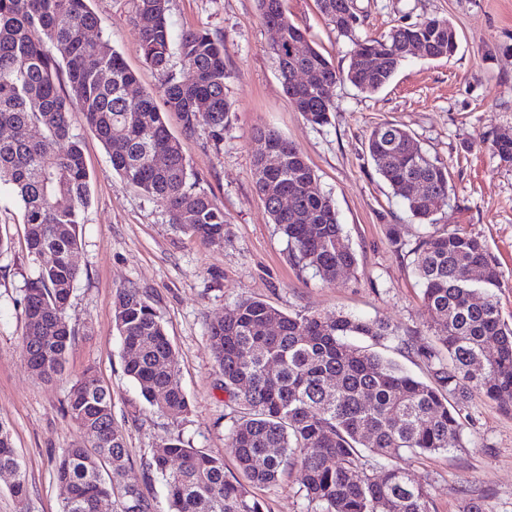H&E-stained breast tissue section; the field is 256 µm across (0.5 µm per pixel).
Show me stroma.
<instances>
[{"instance_id":"1","label":"stroma","mask_w":512,"mask_h":512,"mask_svg":"<svg viewBox=\"0 0 512 512\" xmlns=\"http://www.w3.org/2000/svg\"><path fill=\"white\" fill-rule=\"evenodd\" d=\"M284 5L311 45L345 69L352 44L328 27L317 0ZM89 6L100 19L98 36L135 72L137 91L156 92L160 77L143 60L129 0H90ZM356 6L363 19L360 37L377 38L394 26L443 16L456 31L458 48L447 59L408 58L374 94L341 81L330 124L314 126L284 91L269 51L272 33L259 18L256 0H169L172 38L202 29L224 43L232 110L223 140L213 142L203 127L183 135L179 116L164 115L181 138L191 172L224 211L223 243L203 242L169 224L160 207L113 172L82 112L71 109L91 193L76 254L82 277L65 312L75 343L64 374L49 384L32 374L23 355V299L36 268L22 210L9 185L0 183V225L12 236L10 249L0 252V422L11 430L28 479L27 497L20 501L0 478V512H61L66 493L53 477L54 461L80 435L65 408L71 386L89 368L112 391L113 418L124 430L131 464L128 478L160 512L167 507L166 489L146 467L162 438L175 436L223 456L226 474H235L226 449L233 420L224 407L208 326L243 297L263 299L287 314L342 312L387 323L398 335L388 356L432 380L431 363L400 344L411 334L432 340L433 320L423 306L413 257L390 245L388 225H401L411 245L453 229L483 241L503 275L497 297L503 320L512 325V166L499 164L490 151L496 135L512 133V0H356ZM385 122L403 126L424 152L447 164L448 209L436 223L413 219L367 156V136ZM258 126L292 142L335 203L357 258L336 284L288 259L287 242L253 186ZM127 286L146 292L162 317L190 403L186 415L154 413L124 373L113 301L117 289ZM400 465L427 491L435 512H460L471 498L481 499L487 512H512V413L475 397L466 411L463 448L408 456ZM256 494L268 512H306L299 468Z\"/></svg>"}]
</instances>
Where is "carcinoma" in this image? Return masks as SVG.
I'll return each mask as SVG.
<instances>
[{
    "mask_svg": "<svg viewBox=\"0 0 512 512\" xmlns=\"http://www.w3.org/2000/svg\"><path fill=\"white\" fill-rule=\"evenodd\" d=\"M169 0H130L144 62L161 78L158 95L128 98L137 76L121 55L89 33L100 26L87 0H0V181L10 185L23 210L28 253L36 276L24 296L23 350L28 367L46 383L64 371L75 331L64 313L82 276L69 263L80 246L79 224L89 204L90 176L80 137L69 123L74 102L88 129L104 145L112 170L153 200L169 223L208 243L224 240V212L196 182L178 137L163 112L181 116L183 130L200 127L219 140L229 121L224 48L204 30L181 35L179 56L189 78L171 65ZM264 24L276 22L286 40H307L288 18L284 0H257ZM325 21L349 38L347 69L337 70L308 46L291 55L271 50L288 99L313 125L330 123L336 85L345 79L364 93L386 87L408 59L412 40L430 57H450L456 32L446 18L398 25L380 38L361 39L355 0H318ZM150 17L145 23L143 19ZM382 66L365 65L368 53ZM255 136L270 144V157L255 158V188L288 243L292 263L333 284L354 268L356 256L339 223L332 198L301 151L270 128ZM490 150L512 165V137L498 136ZM366 152L412 217L433 221L448 206L446 164L427 155L394 123L375 127ZM163 153L164 168L153 164ZM425 186L413 195L409 185ZM276 186L294 197L286 211L267 197ZM422 286L424 307L435 318V343L418 342L416 353L437 365L436 383L423 382L366 346L385 345L387 324L346 314H285L259 298H242L209 326L216 367L224 378L233 426L227 448L239 476L230 478L224 459L167 437L153 449L149 469L167 487V512H265L254 487H271L291 466L303 471L307 512H433L424 488L398 465L406 455L463 447L462 411L476 392L512 410V327L502 318L494 289L501 272L485 244L452 230L422 237L409 249ZM474 269L480 279L470 277ZM482 303H473L474 298ZM114 324L123 348L124 372L143 399L162 416L188 413L175 354L160 315L135 287L117 290ZM276 321L279 333H267ZM66 412L82 436L54 463L56 480L68 488L62 512H96L112 495L116 512H158L137 483L125 480L128 453L112 415V391L92 371L75 381ZM14 477L18 500L26 472L10 430L0 423V470Z\"/></svg>",
    "mask_w": 512,
    "mask_h": 512,
    "instance_id": "1",
    "label": "carcinoma"
}]
</instances>
